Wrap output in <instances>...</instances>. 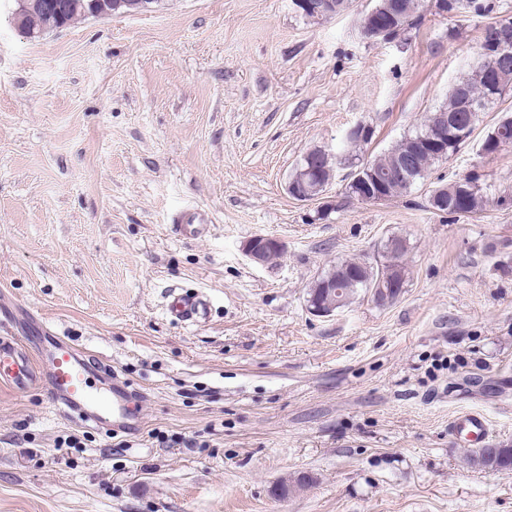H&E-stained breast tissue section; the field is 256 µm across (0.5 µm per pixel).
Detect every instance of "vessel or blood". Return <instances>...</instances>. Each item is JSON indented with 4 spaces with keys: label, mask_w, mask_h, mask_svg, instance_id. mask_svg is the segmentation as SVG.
I'll list each match as a JSON object with an SVG mask.
<instances>
[{
    "label": "vessel or blood",
    "mask_w": 512,
    "mask_h": 512,
    "mask_svg": "<svg viewBox=\"0 0 512 512\" xmlns=\"http://www.w3.org/2000/svg\"><path fill=\"white\" fill-rule=\"evenodd\" d=\"M207 299L200 294L172 292L166 306L175 322H198L206 318ZM25 344L16 336H0V381L27 389L39 381L51 404L81 424L108 432H133L139 423L129 408V383L118 378L106 362L91 364L70 340L49 335L36 349L35 361L23 353ZM486 417L466 412L454 417L448 431L482 443L488 436Z\"/></svg>",
    "instance_id": "vessel-or-blood-1"
}]
</instances>
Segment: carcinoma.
<instances>
[{"label": "carcinoma", "instance_id": "obj_1", "mask_svg": "<svg viewBox=\"0 0 512 512\" xmlns=\"http://www.w3.org/2000/svg\"><path fill=\"white\" fill-rule=\"evenodd\" d=\"M72 8L65 14L64 23L71 26L76 22L88 18V0H70ZM392 9L400 16L399 24L402 30L396 33L400 37L412 29L418 27L423 15H415L412 12L414 0H391ZM440 9L448 15L469 13L476 17L488 16L497 10L496 0H440ZM26 26L38 33L49 29L56 24V20L38 9H29L24 13ZM487 89L485 84L478 79V68H473L470 73L459 80L448 91V100L439 106L442 111L453 115L459 112L462 99L470 97L476 101L485 99ZM426 125H421V130L402 138L391 149L381 153L358 167L356 180L347 183L345 198L363 202L367 196L377 190L372 174H394L381 194L391 199L407 193L415 182L423 179L439 157L429 151L416 152L413 149V141L424 134ZM371 133H366L356 139H345L341 151L332 155L326 150H320L317 157L321 163L328 167L324 176L336 172L337 166L343 164V160L353 155L360 146L368 143ZM485 143L484 155L490 156L497 153L501 147L512 144V116L507 115L483 140ZM441 202H430L432 209L460 216L477 214L486 210L489 199L484 196L478 185V177L475 174H467L458 181H452L445 185ZM406 252L404 241L398 237H391L383 247L381 259L369 263L365 260H348L341 262L318 276L308 290V301L320 303L331 302L336 308L348 306L358 291H365L370 295L380 291L387 284L396 283L394 296H399L406 281L405 263L399 260V254ZM467 462L481 469L497 471L507 475L512 474V446H495L487 444L481 448H475L467 456Z\"/></svg>", "mask_w": 512, "mask_h": 512}]
</instances>
